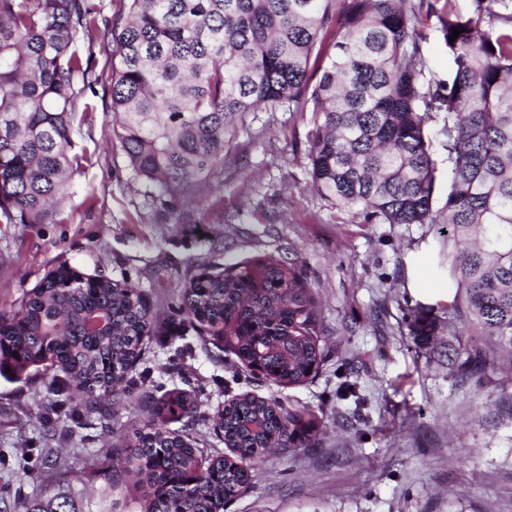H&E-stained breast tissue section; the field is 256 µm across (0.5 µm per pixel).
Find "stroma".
<instances>
[{"mask_svg": "<svg viewBox=\"0 0 512 512\" xmlns=\"http://www.w3.org/2000/svg\"><path fill=\"white\" fill-rule=\"evenodd\" d=\"M126 4L90 0L91 31L76 41L89 64L76 78L67 198L50 223L0 224V315L15 316L64 263L134 284L154 332L128 383L103 400V419L71 410L74 391L50 376L0 377V512L59 491L99 512L109 483L113 512H141L120 450L153 419L142 394L175 390L196 413L167 426L206 462L229 453L215 428L224 401L276 399L314 423L310 445L273 449L225 512H512V354L477 332L468 342L488 353L487 375L464 379L449 365L455 290L443 225L348 223L309 186L310 113L262 105L223 165L159 200L112 133L110 31ZM269 258L297 262L315 297L321 360L300 385L255 376L176 314L202 269ZM417 320L429 334L413 333ZM47 448L55 464L44 463Z\"/></svg>", "mask_w": 512, "mask_h": 512, "instance_id": "stroma-1", "label": "stroma"}]
</instances>
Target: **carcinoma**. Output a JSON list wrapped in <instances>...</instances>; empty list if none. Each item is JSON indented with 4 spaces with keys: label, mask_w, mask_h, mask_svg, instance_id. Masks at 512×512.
Segmentation results:
<instances>
[{
    "label": "carcinoma",
    "mask_w": 512,
    "mask_h": 512,
    "mask_svg": "<svg viewBox=\"0 0 512 512\" xmlns=\"http://www.w3.org/2000/svg\"><path fill=\"white\" fill-rule=\"evenodd\" d=\"M128 0L112 23V112L134 175L159 195L188 193L224 162L237 127L259 103L309 112L311 189L351 224H446L454 245L450 315L512 352V0ZM88 0H0V222L45 224L73 168V117L83 71L73 49L89 30ZM437 18L448 77L426 78L427 22ZM336 27L340 39L324 46ZM461 30L453 42L452 29ZM444 112L448 194L433 210L437 163L427 133ZM61 267L26 294L20 317L0 316V375L31 367L64 373L85 410L123 382L150 335L137 287L65 280ZM93 312L110 320L95 336ZM204 315L209 332L237 334L233 353L298 385L319 359L313 295L302 273L275 259L233 264L226 280L192 278L177 315ZM448 363L486 374V356L458 345ZM156 420L130 441L125 470L144 512H224L247 478L197 449L164 415L192 417L186 394L152 402ZM226 447L247 468L272 438L310 442L301 412L242 398L222 416ZM24 512H84L57 493Z\"/></svg>",
    "instance_id": "obj_1"
}]
</instances>
